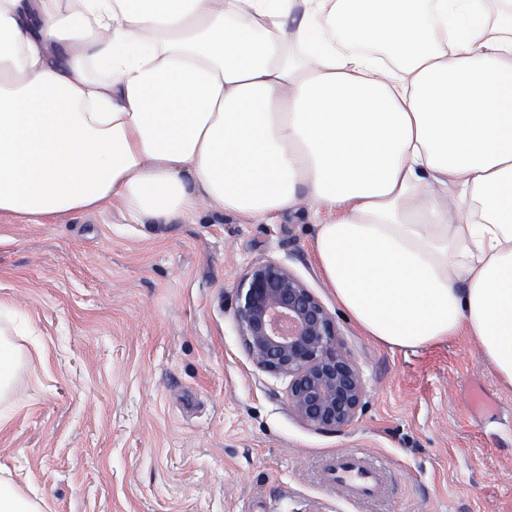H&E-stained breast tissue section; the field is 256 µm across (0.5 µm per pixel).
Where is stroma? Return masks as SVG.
Returning <instances> with one entry per match:
<instances>
[{
  "instance_id": "stroma-1",
  "label": "stroma",
  "mask_w": 512,
  "mask_h": 512,
  "mask_svg": "<svg viewBox=\"0 0 512 512\" xmlns=\"http://www.w3.org/2000/svg\"><path fill=\"white\" fill-rule=\"evenodd\" d=\"M315 230L304 207L248 220L204 201L167 224L118 207L0 222V329L22 353L0 398V482L42 512H512V387L463 333L372 341L324 283ZM266 259L320 299L362 372L344 430L298 420L287 378L247 356L235 288ZM350 450L385 464L380 496L325 482Z\"/></svg>"
}]
</instances>
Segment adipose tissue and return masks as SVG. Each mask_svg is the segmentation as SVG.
Masks as SVG:
<instances>
[{"mask_svg":"<svg viewBox=\"0 0 512 512\" xmlns=\"http://www.w3.org/2000/svg\"><path fill=\"white\" fill-rule=\"evenodd\" d=\"M203 198L308 203L366 336L512 386V0H0V217Z\"/></svg>","mask_w":512,"mask_h":512,"instance_id":"ef3b65f1","label":"adipose tissue"}]
</instances>
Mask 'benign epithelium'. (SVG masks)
<instances>
[{
  "label": "benign epithelium",
  "instance_id": "benign-epithelium-1",
  "mask_svg": "<svg viewBox=\"0 0 512 512\" xmlns=\"http://www.w3.org/2000/svg\"><path fill=\"white\" fill-rule=\"evenodd\" d=\"M235 320L250 361L284 375L291 412L317 430L340 431L365 395L358 365L338 341L336 321L304 282L273 261L245 270Z\"/></svg>",
  "mask_w": 512,
  "mask_h": 512
}]
</instances>
